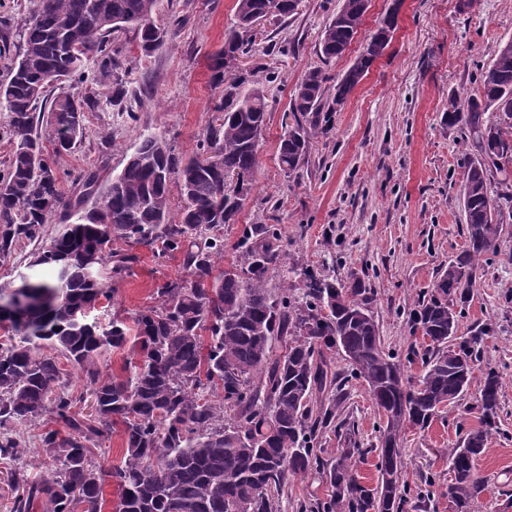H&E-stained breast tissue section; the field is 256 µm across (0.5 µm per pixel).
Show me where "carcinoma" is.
Listing matches in <instances>:
<instances>
[{
  "instance_id": "obj_1",
  "label": "carcinoma",
  "mask_w": 512,
  "mask_h": 512,
  "mask_svg": "<svg viewBox=\"0 0 512 512\" xmlns=\"http://www.w3.org/2000/svg\"><path fill=\"white\" fill-rule=\"evenodd\" d=\"M368 3L343 0L321 35L324 59L350 45ZM154 5L38 0L25 21L18 59L0 85V112L16 140L0 170V260L25 242L42 241L45 225L58 220L56 234L30 261L50 267L53 277L0 281V300L19 294L32 299L23 323L0 342V460L20 458L25 444L19 426L45 413L59 425L42 434L46 474L12 472L10 512H32L40 499L50 512H104L108 478L119 490L115 512H281L279 496L289 481L312 470L325 475L332 494L297 503V512H403L401 434L426 428L440 408L461 397L490 333L478 325L470 336H456L458 308L470 298L479 260L499 248L493 184L505 187L498 198L512 200V41L499 48L480 91L462 102L449 98L444 113L448 124L466 127L472 146L462 184L468 248L440 270L430 294L411 312L412 334L428 340L422 379L414 386L385 351L363 278L336 281L308 273L299 293L268 287L270 270L285 257L278 225L245 226L236 262L214 275L224 253V225L234 223L241 208L237 195L245 197L253 187L267 117L262 92L240 94L244 78L224 84L225 60L249 52L247 30L255 21L296 14L289 0H237L236 28L210 56L211 78L224 86V99L200 154L185 161L164 139L147 135L109 183H101L99 170L86 169L79 176L82 193L63 196L45 142L56 153L74 148L85 136L90 105L66 93L65 84L87 79L91 62L109 77L118 66L111 49L117 32L134 33L146 52L164 45L166 32L152 20ZM393 25L385 16L333 98L325 96L320 68L306 72L290 102L295 124L279 144L282 169L296 170L306 156L309 133L302 118L311 117L316 126L320 113L347 98L381 55L383 32ZM491 107L502 111V121L487 122ZM211 152L223 157V168L201 165ZM226 169L241 173V188L224 185ZM173 174L187 200L175 215L169 203ZM115 239L129 250H112ZM138 247L159 257L181 254L189 279L157 288L160 306L134 316L132 335L123 318L112 317L104 328L89 312L112 299V282L134 273ZM130 335L139 359L119 375L101 372L97 363L105 351L124 347ZM340 353L349 377L367 385L384 421L376 449L381 482L375 487L353 474L352 460L365 451L352 437L334 462L323 457L322 431L334 414L322 404L314 407L313 397L328 391L336 401L333 356ZM61 357L85 373L91 414L76 411L83 398L62 383ZM500 388L499 374L489 369L477 398L481 427L448 450L449 512H471L486 489L475 462L497 429ZM119 424L125 454L110 470L93 461L92 449Z\"/></svg>"
}]
</instances>
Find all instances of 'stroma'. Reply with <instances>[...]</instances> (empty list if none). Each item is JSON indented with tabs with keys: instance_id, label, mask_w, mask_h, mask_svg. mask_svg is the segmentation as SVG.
Returning a JSON list of instances; mask_svg holds the SVG:
<instances>
[{
	"instance_id": "obj_1",
	"label": "stroma",
	"mask_w": 512,
	"mask_h": 512,
	"mask_svg": "<svg viewBox=\"0 0 512 512\" xmlns=\"http://www.w3.org/2000/svg\"><path fill=\"white\" fill-rule=\"evenodd\" d=\"M342 0H303L297 14L260 22L248 54L240 58L247 89H261L268 102L260 139L254 189L234 223L224 227L223 267L248 224H277L288 237L287 256L270 272L271 287L303 285L304 270L343 278L357 273L372 291L370 309L386 350L404 360V374L418 379L426 344L411 334L409 315L418 296L432 289L438 272L467 248L461 186L469 151L463 125L444 124L449 97L475 94L481 75L512 40V0H403L388 47L373 61L347 99L314 128L299 168L285 172L278 147L293 116L289 103L308 69L318 67L335 88L365 52L391 5L370 0L348 50L326 60L318 51L325 25ZM236 0H156L152 18L167 33L161 48L147 53L133 33L112 43L118 67L96 83H69L76 98L91 97L97 108L86 115L85 136L55 159L65 195L77 190L87 168L102 176L120 172L144 136L165 138L175 153L195 156L216 114L222 90L211 80L210 55L235 24ZM133 276L114 283L111 300L91 316L108 325L113 316L133 319L158 305L156 290L183 276L179 255L156 258L137 248ZM489 325L465 395L445 407L425 429L408 431L401 443L402 478L409 496L404 512H448V450L479 427L476 397L488 369L498 371L501 411L498 430L478 459L476 472L487 484L472 512H512V215L504 216L500 252L477 271L458 335ZM344 380L337 421L354 424L365 451L353 471L367 486L379 473L374 452L380 419L366 386L349 379V364L335 358ZM26 451L19 463L0 460V512H10L15 465L43 470L41 429L21 428Z\"/></svg>"
}]
</instances>
